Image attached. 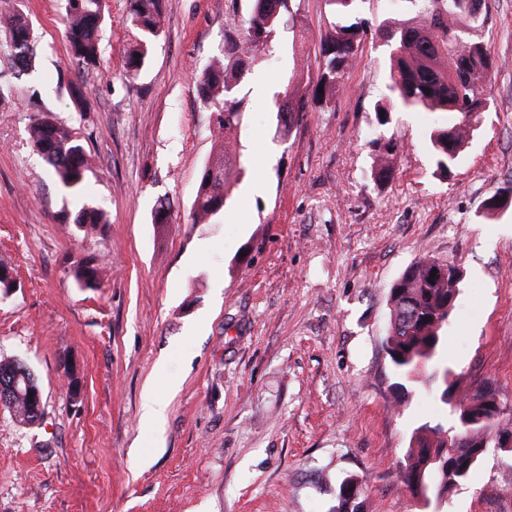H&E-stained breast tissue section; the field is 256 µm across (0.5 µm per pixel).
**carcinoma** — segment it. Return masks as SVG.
<instances>
[{
  "instance_id": "carcinoma-1",
  "label": "carcinoma",
  "mask_w": 512,
  "mask_h": 512,
  "mask_svg": "<svg viewBox=\"0 0 512 512\" xmlns=\"http://www.w3.org/2000/svg\"><path fill=\"white\" fill-rule=\"evenodd\" d=\"M291 0H251L243 37L227 42L195 76L201 101L218 112L215 150L203 168L189 213L192 224H213L224 212L232 181L245 168L240 156L233 165L226 162V145L238 130L241 102L234 91L258 54L266 51L273 37L283 29H295L297 14L290 11ZM356 0H325L331 21L320 38L316 75L303 80L294 73L288 79L283 97L275 101V134L290 129L299 116L313 108L327 107L336 100L343 86L345 70L367 32L368 21L353 16ZM417 4L416 16L390 21L378 28L389 48L387 76L391 100L374 106L377 124H390L393 109L401 112H430L439 120L427 134L435 172L448 175L460 161L473 139L480 114L486 111V91L492 83L495 62L482 42L471 31L481 17L484 0H407ZM130 31L125 57L126 75L136 77L162 35L166 0H128ZM103 0H65L64 37L73 62L81 69L99 61V38L104 22ZM0 27L8 34V56L20 79L32 69L37 34L27 17L19 12L0 13ZM323 92H318V89ZM30 139L68 193L80 195L85 188L91 159L70 127L58 122L49 109H41L29 126ZM371 178L382 183L391 175V159L399 144L391 138H375ZM61 224H71L80 232L103 223V212L93 202L83 203L75 212L57 215ZM448 264L421 257L412 263L389 289L390 325L384 339L394 382L393 406L398 408L408 394L407 384L423 376L439 381L437 395L446 404L448 396L467 414L486 417L498 432L512 434V419L499 418L495 400L507 402L502 389L493 381L462 389L448 381L453 371L442 357L444 333L448 327L459 289L448 287ZM437 271L431 275V271ZM100 273L94 258L73 262L70 275L81 288L97 287ZM433 281H428V278ZM40 389L35 375L18 360L0 359V405L22 424H35L43 414L31 408L29 392ZM486 436L484 425L450 427L428 422L411 437L402 483L414 497L434 501L442 508L448 498V472L469 481L484 458L476 447ZM363 485L347 479L339 487L336 512H365Z\"/></svg>"
}]
</instances>
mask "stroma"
Instances as JSON below:
<instances>
[{
  "instance_id": "35a3bbf8",
  "label": "stroma",
  "mask_w": 512,
  "mask_h": 512,
  "mask_svg": "<svg viewBox=\"0 0 512 512\" xmlns=\"http://www.w3.org/2000/svg\"><path fill=\"white\" fill-rule=\"evenodd\" d=\"M484 3L490 110L449 176L426 146L435 114L395 112L378 126L388 48L371 35L335 103L275 136V98L292 71L315 72L329 26L324 0H300L305 39L281 31L235 93L245 173L216 223L192 224L217 126L194 77L227 36L242 37L251 0H168L134 79L127 0H107L100 60L83 74L63 37L64 0H0L39 35L26 78L0 50V258L19 283L0 296V358L31 369L45 404L35 425L0 407V512H332L351 477L367 512H430L400 474L415 429L447 423L449 409L424 380L393 408L384 350L389 289L414 261L462 272L445 333L455 380L491 379L512 399V207L486 208L512 179V0ZM79 77L82 108L69 96ZM42 105L91 157L84 197L63 195L29 141ZM382 134L400 149L377 184L371 142ZM84 199L105 211L103 228L56 221ZM163 200L176 219L165 229L151 222ZM88 256L102 267L92 290L69 273ZM149 390L168 402L155 429L140 420ZM445 512H512V457L488 452Z\"/></svg>"
}]
</instances>
